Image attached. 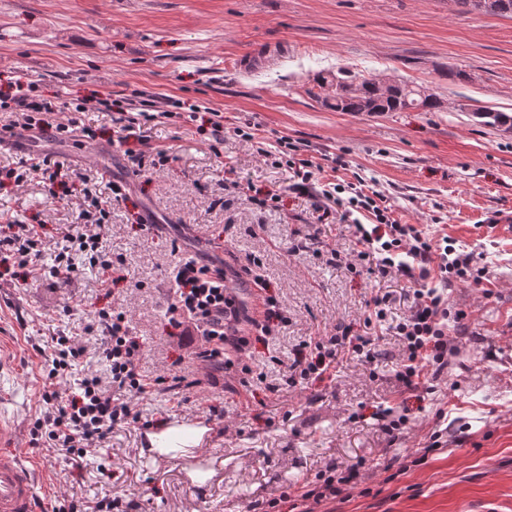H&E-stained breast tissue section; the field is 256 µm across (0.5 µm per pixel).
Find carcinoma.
Here are the masks:
<instances>
[{
    "instance_id": "1",
    "label": "carcinoma",
    "mask_w": 512,
    "mask_h": 512,
    "mask_svg": "<svg viewBox=\"0 0 512 512\" xmlns=\"http://www.w3.org/2000/svg\"><path fill=\"white\" fill-rule=\"evenodd\" d=\"M334 76H322L317 82L320 93L317 98L329 109L336 112H404L417 109L423 112H437L441 101L433 94L425 93L419 85L404 81H394L380 88L371 79L357 75H347L342 81L357 84L356 91L344 95L330 94ZM475 117L485 126L500 127L512 125V116L487 107L474 111Z\"/></svg>"
}]
</instances>
